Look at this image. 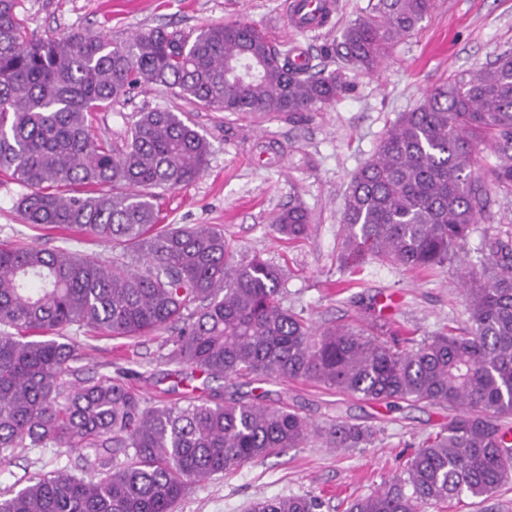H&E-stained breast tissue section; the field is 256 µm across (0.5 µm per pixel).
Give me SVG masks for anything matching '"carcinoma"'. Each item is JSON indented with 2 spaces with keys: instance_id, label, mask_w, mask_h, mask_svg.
I'll return each mask as SVG.
<instances>
[{
  "instance_id": "1",
  "label": "carcinoma",
  "mask_w": 512,
  "mask_h": 512,
  "mask_svg": "<svg viewBox=\"0 0 512 512\" xmlns=\"http://www.w3.org/2000/svg\"><path fill=\"white\" fill-rule=\"evenodd\" d=\"M433 0H370L321 50L365 72L428 15ZM0 0V172L28 192L16 207L33 228L81 232L112 245L97 257L0 243V461L17 448H86V479L62 468L29 478L0 512H173L189 487L277 448H361L376 432L341 422L318 430L286 404L214 390L149 401L134 371L75 383L85 326L138 338L179 325L168 361L177 383L303 380L366 400L426 402L453 412L403 473L347 512H421L488 498L512 479V236L485 235L488 261L463 277L467 318L417 347L341 326L313 329L282 305L283 271L235 259L215 225L160 224L159 191L194 182L209 140L169 109L134 112L109 140L94 113L136 89L163 87L204 109L293 120L349 90L341 69L298 64L257 27L219 23L194 38L164 27L114 42L93 32L35 38ZM484 146L496 161L473 166ZM512 193V52L453 77L398 114L353 174L342 212L343 273L377 260L420 272L457 260L490 189ZM301 204L273 231L307 236ZM126 460L111 463V455ZM315 496L257 498L249 512H319Z\"/></svg>"
}]
</instances>
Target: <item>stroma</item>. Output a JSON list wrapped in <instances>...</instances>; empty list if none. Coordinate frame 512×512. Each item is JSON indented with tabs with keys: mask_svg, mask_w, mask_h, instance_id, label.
<instances>
[{
	"mask_svg": "<svg viewBox=\"0 0 512 512\" xmlns=\"http://www.w3.org/2000/svg\"><path fill=\"white\" fill-rule=\"evenodd\" d=\"M340 9L317 32L292 28L288 0H19L17 12L29 33L38 37L76 31L125 40L138 31L163 26L185 36L212 23L257 26L280 49L320 63L323 45L339 40L344 28L369 0H339ZM512 50V0H434V7L389 58L367 73L345 67L350 85L332 107L300 113L288 121L213 112L157 89L134 91L125 102L97 113L93 133H120L134 112L167 108L182 112L211 143L209 164L192 184L163 192L161 217L166 224H218L235 256H258L286 271L285 307L303 313L314 327L347 326L378 334H396L421 342L461 324L465 318L456 287L455 267L419 275L377 262L363 267L359 287L341 290L336 256L342 242L341 216L353 173L374 152L386 125L420 104L424 94L463 71L484 66ZM25 188L0 173V241L66 247L101 259L109 244L58 230H34L15 210ZM303 203L312 230L291 243L271 224L283 207ZM512 233V194L491 190L485 213L466 245L465 260L480 268L477 246L484 232ZM82 375L110 373L123 366L140 372L145 397L175 381L167 355L173 329L138 338L91 336L74 327ZM261 388L271 399L287 400L314 424L348 421L375 432L363 448H283L225 474L195 483L176 512H246L259 497L290 494L318 496L321 512H346L349 501L368 494L398 475L422 443L447 423L448 410L422 402L392 408L336 393L305 381H268ZM82 448H18L0 464V494L22 486L39 472L58 467L80 470Z\"/></svg>",
	"mask_w": 512,
	"mask_h": 512,
	"instance_id": "1",
	"label": "stroma"
}]
</instances>
